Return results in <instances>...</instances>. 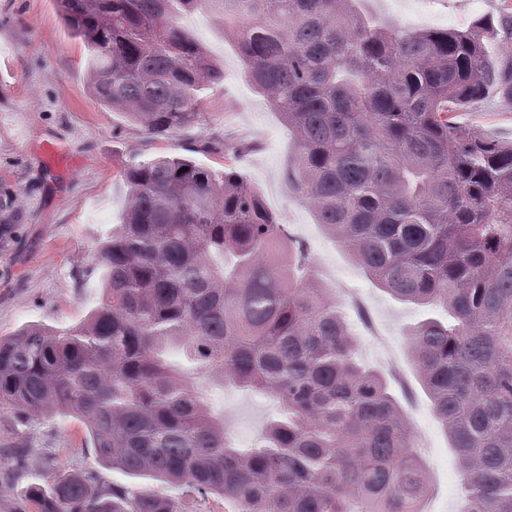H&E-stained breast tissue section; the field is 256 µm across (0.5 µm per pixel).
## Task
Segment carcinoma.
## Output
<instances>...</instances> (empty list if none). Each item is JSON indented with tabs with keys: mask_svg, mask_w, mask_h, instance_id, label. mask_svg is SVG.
<instances>
[{
	"mask_svg": "<svg viewBox=\"0 0 512 512\" xmlns=\"http://www.w3.org/2000/svg\"><path fill=\"white\" fill-rule=\"evenodd\" d=\"M54 2L84 43L97 103L154 136L200 121V92L224 79L179 16L206 10L232 29L293 132L287 180L318 223L378 287L451 318L408 330L412 358L458 458L464 512H512V142L455 121L492 90L512 98V59L486 47L512 37V12L499 28L410 32L364 0ZM121 176L101 305L78 325L0 338V406L75 415L100 461L233 512H415L428 475L401 409L257 190L180 156ZM215 376L279 406L246 452L200 396L197 380ZM28 500L33 512H185L78 474Z\"/></svg>",
	"mask_w": 512,
	"mask_h": 512,
	"instance_id": "1",
	"label": "carcinoma"
}]
</instances>
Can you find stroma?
Returning <instances> with one entry per match:
<instances>
[{"label":"stroma","mask_w":512,"mask_h":512,"mask_svg":"<svg viewBox=\"0 0 512 512\" xmlns=\"http://www.w3.org/2000/svg\"><path fill=\"white\" fill-rule=\"evenodd\" d=\"M370 8L406 31L466 29L482 18L500 21L505 12L503 0H371ZM181 23L207 48L224 79L205 90L198 125L154 137L92 97L84 45L53 0H0V222L9 227L0 236V338L31 324L72 326L100 306L97 249L122 219L124 164L180 155L217 172L235 171L302 245L313 277L344 312L358 342V361L381 373L397 399L429 472L423 512H461L459 464L414 369L406 336L426 309L377 288L289 185L293 138L245 77L232 37L205 11L184 15ZM456 120L481 137L512 141V101L502 96L484 97ZM210 141L215 149H207ZM204 391L234 445L253 448L274 403L232 386L208 384ZM18 442L25 446L20 456ZM61 471L175 499L187 512L231 509L222 497L191 496L170 483L103 465L76 416L22 418L0 408V512H25L26 489L48 486Z\"/></svg>","instance_id":"1"}]
</instances>
